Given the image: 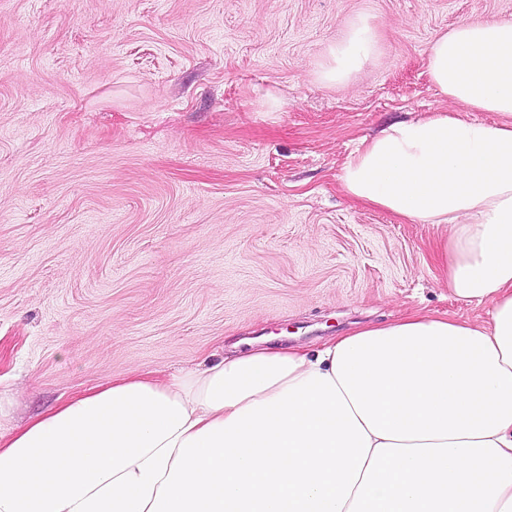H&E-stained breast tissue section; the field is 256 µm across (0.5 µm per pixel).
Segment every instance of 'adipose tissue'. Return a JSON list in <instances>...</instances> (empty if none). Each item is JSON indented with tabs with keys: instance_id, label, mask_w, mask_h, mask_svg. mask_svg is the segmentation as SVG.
<instances>
[{
	"instance_id": "adipose-tissue-1",
	"label": "adipose tissue",
	"mask_w": 512,
	"mask_h": 512,
	"mask_svg": "<svg viewBox=\"0 0 512 512\" xmlns=\"http://www.w3.org/2000/svg\"><path fill=\"white\" fill-rule=\"evenodd\" d=\"M378 41L356 22L320 78L346 83ZM449 103L359 141L352 202L443 234L471 323L409 312L310 350L248 341L166 376L136 369L0 430V512H512V20L440 35Z\"/></svg>"
}]
</instances>
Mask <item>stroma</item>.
<instances>
[{"mask_svg":"<svg viewBox=\"0 0 512 512\" xmlns=\"http://www.w3.org/2000/svg\"><path fill=\"white\" fill-rule=\"evenodd\" d=\"M366 20L378 54L318 77ZM512 0H0L7 426L243 338L318 346L419 310L471 322L438 230L356 205L358 139L442 109L428 50Z\"/></svg>","mask_w":512,"mask_h":512,"instance_id":"stroma-1","label":"stroma"}]
</instances>
